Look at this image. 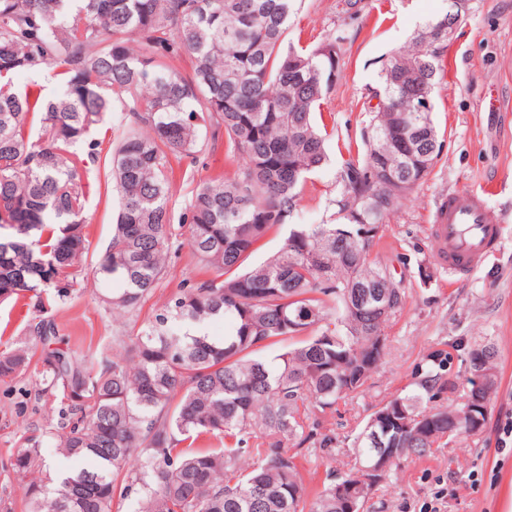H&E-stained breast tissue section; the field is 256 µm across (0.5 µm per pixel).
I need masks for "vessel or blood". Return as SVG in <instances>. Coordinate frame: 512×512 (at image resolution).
Returning <instances> with one entry per match:
<instances>
[{
  "instance_id": "obj_1",
  "label": "vessel or blood",
  "mask_w": 512,
  "mask_h": 512,
  "mask_svg": "<svg viewBox=\"0 0 512 512\" xmlns=\"http://www.w3.org/2000/svg\"><path fill=\"white\" fill-rule=\"evenodd\" d=\"M435 259L455 277L475 272L497 246L499 225L486 215L484 193H453L438 201L430 226Z\"/></svg>"
}]
</instances>
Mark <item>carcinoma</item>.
Masks as SVG:
<instances>
[{
	"mask_svg": "<svg viewBox=\"0 0 512 512\" xmlns=\"http://www.w3.org/2000/svg\"><path fill=\"white\" fill-rule=\"evenodd\" d=\"M299 0H0V303L26 292L34 303L24 342L0 353L10 391L30 370L51 417L20 430L0 468L26 483L21 504L0 512H113L139 494L138 512H347L336 486L365 509L389 476L368 477L375 422L393 405L405 427L384 447L426 457L466 430L498 388L496 351L467 352L462 403H444L454 343L420 359L409 390L373 407L354 441V466L307 504L296 457L278 445L308 440L330 452L320 417L363 390L390 346L387 324L406 303L402 281L374 256L384 220L432 169L442 143L433 94L445 73L448 16L426 24L383 62L378 102L361 153L336 170L326 219L299 221L300 186L328 160L321 112L340 76L342 33L306 50L287 42ZM194 59L183 74L174 61ZM51 67L63 92L51 99L14 88L21 71ZM112 115V238L93 276L118 281L105 307L134 312L163 277L173 240L168 203L173 163L206 147L197 119L224 134L246 166L198 185L182 223L210 276L181 286L130 340L85 351L60 334L53 305L80 284L87 161ZM289 226L283 245L251 262L258 241ZM224 319L216 338L207 324ZM294 347L271 360L263 348ZM427 426L422 433L418 424ZM262 433L256 435L253 428ZM204 436L222 447L204 448ZM84 462L43 475L46 443ZM248 455L254 462L242 466Z\"/></svg>",
	"mask_w": 512,
	"mask_h": 512,
	"instance_id": "1",
	"label": "carcinoma"
}]
</instances>
